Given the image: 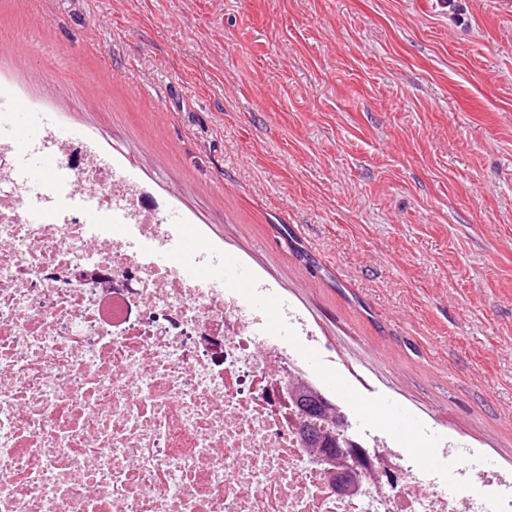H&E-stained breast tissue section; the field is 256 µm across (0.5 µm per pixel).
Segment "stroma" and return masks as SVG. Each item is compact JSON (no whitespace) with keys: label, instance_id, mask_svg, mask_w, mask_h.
I'll use <instances>...</instances> for the list:
<instances>
[{"label":"stroma","instance_id":"stroma-1","mask_svg":"<svg viewBox=\"0 0 512 512\" xmlns=\"http://www.w3.org/2000/svg\"><path fill=\"white\" fill-rule=\"evenodd\" d=\"M0 90L299 312L352 421L512 470V0H0Z\"/></svg>","mask_w":512,"mask_h":512}]
</instances>
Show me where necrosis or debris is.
<instances>
[{
	"label": "necrosis or debris",
	"instance_id": "obj_1",
	"mask_svg": "<svg viewBox=\"0 0 512 512\" xmlns=\"http://www.w3.org/2000/svg\"><path fill=\"white\" fill-rule=\"evenodd\" d=\"M0 93V512H512V471L444 443L450 478L376 434L361 496L334 494L284 407L292 362L264 315L145 257L174 211L89 145L50 129L19 145ZM53 174L30 182L32 158ZM176 309L184 342L133 321ZM224 365L209 361L213 348Z\"/></svg>",
	"mask_w": 512,
	"mask_h": 512
}]
</instances>
